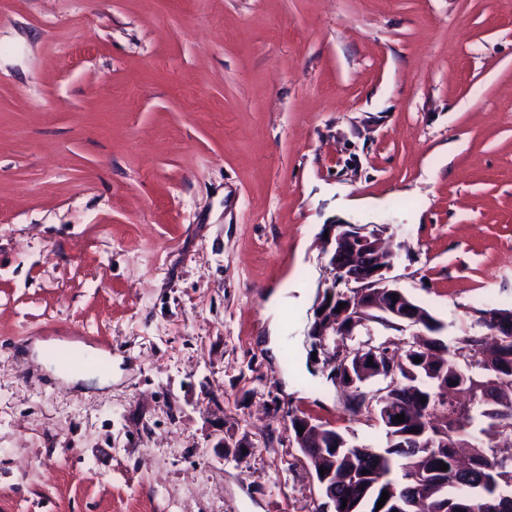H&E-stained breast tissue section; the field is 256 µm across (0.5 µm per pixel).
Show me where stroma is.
<instances>
[{"label":"stroma","mask_w":512,"mask_h":512,"mask_svg":"<svg viewBox=\"0 0 512 512\" xmlns=\"http://www.w3.org/2000/svg\"><path fill=\"white\" fill-rule=\"evenodd\" d=\"M339 222L445 339L512 309V0H0V512H316L289 412L386 441L310 355Z\"/></svg>","instance_id":"obj_1"}]
</instances>
